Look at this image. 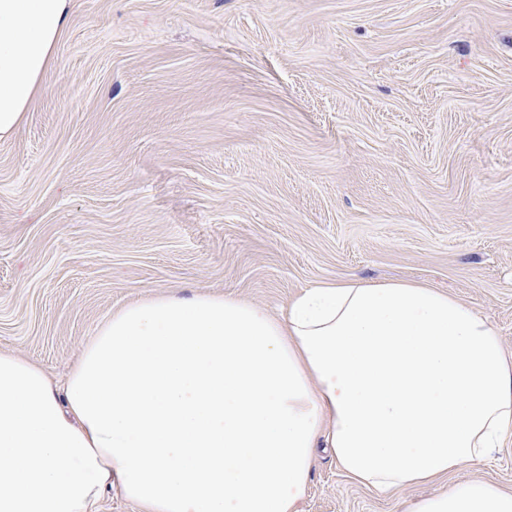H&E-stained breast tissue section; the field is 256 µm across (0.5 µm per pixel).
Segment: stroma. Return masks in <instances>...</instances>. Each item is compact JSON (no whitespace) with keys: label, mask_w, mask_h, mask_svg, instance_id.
Wrapping results in <instances>:
<instances>
[{"label":"stroma","mask_w":512,"mask_h":512,"mask_svg":"<svg viewBox=\"0 0 512 512\" xmlns=\"http://www.w3.org/2000/svg\"><path fill=\"white\" fill-rule=\"evenodd\" d=\"M0 140V352L62 379L124 304L178 288L279 310L410 280L512 352V0H71ZM512 437L392 494L315 458L301 512H405Z\"/></svg>","instance_id":"obj_1"}]
</instances>
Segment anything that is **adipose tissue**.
Segmentation results:
<instances>
[{"label": "adipose tissue", "mask_w": 512, "mask_h": 512, "mask_svg": "<svg viewBox=\"0 0 512 512\" xmlns=\"http://www.w3.org/2000/svg\"><path fill=\"white\" fill-rule=\"evenodd\" d=\"M70 0H0V139L42 91ZM512 433L490 321L409 281L321 283L274 314L221 295L128 303L64 385L0 353V512H299L318 451L393 493L479 466ZM406 512H512L470 478ZM97 512H137V507L117 490L108 492L98 503Z\"/></svg>", "instance_id": "obj_1"}]
</instances>
